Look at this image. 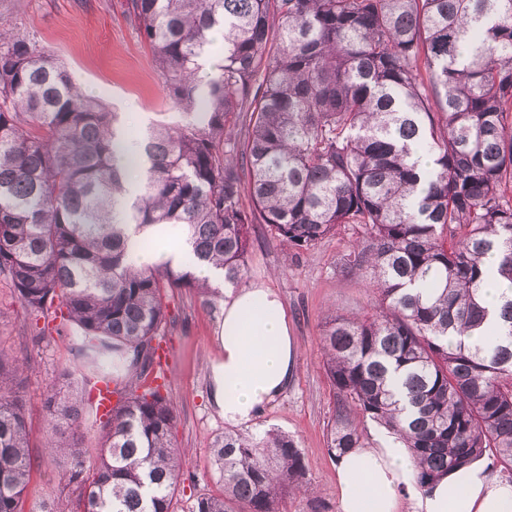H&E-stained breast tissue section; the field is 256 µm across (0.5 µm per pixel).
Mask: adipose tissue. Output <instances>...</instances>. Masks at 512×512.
I'll return each instance as SVG.
<instances>
[{"label": "adipose tissue", "instance_id": "obj_1", "mask_svg": "<svg viewBox=\"0 0 512 512\" xmlns=\"http://www.w3.org/2000/svg\"><path fill=\"white\" fill-rule=\"evenodd\" d=\"M211 364V402L226 424L249 426L287 388L298 345L278 293L249 285L226 294ZM340 512H512V483L485 466L458 469L429 489L415 485V463L393 437L336 460Z\"/></svg>", "mask_w": 512, "mask_h": 512}]
</instances>
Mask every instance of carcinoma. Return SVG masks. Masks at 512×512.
<instances>
[{
  "label": "carcinoma",
  "instance_id": "cac0c4a2",
  "mask_svg": "<svg viewBox=\"0 0 512 512\" xmlns=\"http://www.w3.org/2000/svg\"><path fill=\"white\" fill-rule=\"evenodd\" d=\"M127 11L179 110L132 137L126 113L82 93L35 38L0 33V276L44 321L38 336L76 328L77 356L118 396L88 466L86 398L45 395L44 453L64 468L41 512H174L183 455L154 345L171 322L167 291L212 304L204 266L240 286L255 224L297 253L360 230L345 268L374 309L333 312L320 332L338 397L332 454L360 447L370 420L409 449L421 491L489 451L512 481V0ZM171 226L190 263L134 267ZM491 256L511 284L493 319L481 298ZM28 367L0 357V512H27ZM210 449L217 491L188 512H280L307 489L285 433L226 429Z\"/></svg>",
  "mask_w": 512,
  "mask_h": 512
}]
</instances>
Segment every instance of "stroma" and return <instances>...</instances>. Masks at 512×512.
Segmentation results:
<instances>
[{"label": "stroma", "instance_id": "1", "mask_svg": "<svg viewBox=\"0 0 512 512\" xmlns=\"http://www.w3.org/2000/svg\"><path fill=\"white\" fill-rule=\"evenodd\" d=\"M0 27L33 35L53 52L88 95L101 98L136 122L173 111L151 59V52L126 0H0ZM248 281L264 284L281 297L298 355L288 389L267 405L248 428L288 433L301 449L312 494L283 498L281 512H338L335 458L327 434L336 417L337 400L323 368L319 325L332 311L349 315L372 308L374 299L351 274L340 268L352 239L344 229L300 256L270 240L263 225L251 231ZM173 321L161 341L168 351L166 382L177 414L175 443L185 456L182 491L175 512H187L194 496L215 491L210 441L225 428L210 399V363L219 354L221 305L202 304L195 292L169 294ZM72 333L34 340L16 293L0 278V356L30 359L25 387L34 455L42 453L43 399L62 368L75 366Z\"/></svg>", "mask_w": 512, "mask_h": 512}]
</instances>
